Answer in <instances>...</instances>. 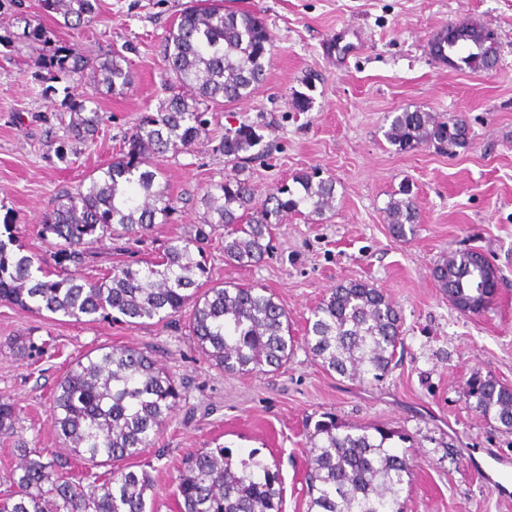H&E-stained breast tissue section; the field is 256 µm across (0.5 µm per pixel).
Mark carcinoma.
I'll return each instance as SVG.
<instances>
[{"label":"carcinoma","instance_id":"carcinoma-1","mask_svg":"<svg viewBox=\"0 0 512 512\" xmlns=\"http://www.w3.org/2000/svg\"><path fill=\"white\" fill-rule=\"evenodd\" d=\"M44 15L58 26L76 28L97 20L98 0H40ZM446 28L430 52L448 62L465 49L462 64L487 71L498 61V47ZM26 39L51 46L49 79L68 81L89 72L92 93L67 106L72 144L93 139L103 120L87 104L93 95H124L134 82L129 58L119 49L92 58L69 43H52L41 23L27 24ZM273 35L250 12L224 9V0H195L171 27L164 58L179 91L157 111L143 114L124 148L85 189L60 195L43 216L40 236L56 240L54 270L22 253L15 225L0 231V301L37 314L80 320L110 318L144 323L162 321L191 308L188 328L202 353L226 374L279 370L290 359L288 313L274 296L255 285L211 284L204 244L224 230V261L247 267L271 250L272 227L290 213L309 208L321 216L333 207L335 181L319 172L295 178L300 189L283 184L260 206L243 168L206 191L204 213L195 231L171 241L156 259L124 263L100 277L83 273L87 249L114 236L137 239L173 210L167 185L158 181L167 154L190 149L206 133L205 112L246 98L265 80L264 61ZM469 125L460 116L446 121L431 113L405 110L394 115L387 141L400 151L437 143L464 148ZM261 135L249 124L224 134L218 150L238 163L259 145ZM390 198L386 222L396 238L414 232L418 207L409 189ZM439 288L454 304L486 308L497 275L482 253L460 250L436 265ZM306 344L329 373L360 383L380 380L390 370L400 344V317L392 302L370 284L350 280L331 289L312 311ZM466 393L487 418L512 428V387L476 372ZM52 418L62 445L80 459L110 465L138 456L151 444L183 399L175 378L151 356L112 347L77 360L61 379ZM15 402L0 396V437L15 432ZM405 437L377 428L346 425L323 414L308 432L307 493L309 512H404L401 492L412 478L407 452L391 440ZM12 473L13 490L0 500V512H147L151 475L113 467L108 477L69 468L57 456L20 444ZM178 512H281L279 470L251 451L235 458L223 446L204 448L178 472Z\"/></svg>","mask_w":512,"mask_h":512}]
</instances>
